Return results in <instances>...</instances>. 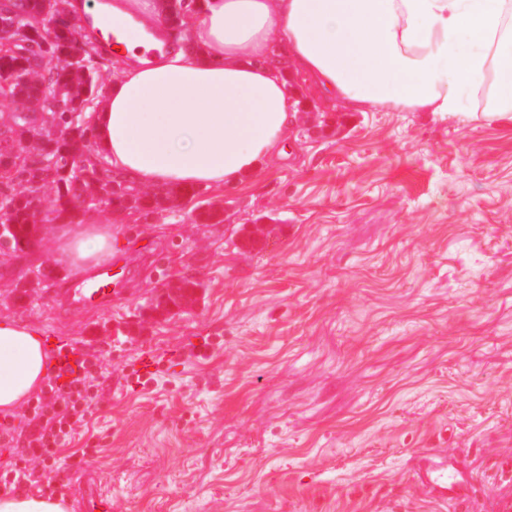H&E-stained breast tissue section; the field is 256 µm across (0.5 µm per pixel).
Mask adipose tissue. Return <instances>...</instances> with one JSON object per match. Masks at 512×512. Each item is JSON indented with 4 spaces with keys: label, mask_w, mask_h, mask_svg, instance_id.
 Segmentation results:
<instances>
[{
    "label": "adipose tissue",
    "mask_w": 512,
    "mask_h": 512,
    "mask_svg": "<svg viewBox=\"0 0 512 512\" xmlns=\"http://www.w3.org/2000/svg\"><path fill=\"white\" fill-rule=\"evenodd\" d=\"M512 0H195L186 36L157 25L159 0H112L92 25L109 40L131 29L129 65L92 110L93 150L113 177L138 187L220 189L284 157L299 101L275 51L327 102L358 110L422 109L461 116L495 70V104L512 118ZM117 225L89 211L55 224L50 251L71 279L111 259ZM51 367L39 331L0 318V416L21 411ZM0 512H73L61 496H0Z\"/></svg>",
    "instance_id": "1"
}]
</instances>
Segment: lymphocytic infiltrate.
<instances>
[{
  "instance_id": "obj_1",
  "label": "lymphocytic infiltrate",
  "mask_w": 512,
  "mask_h": 512,
  "mask_svg": "<svg viewBox=\"0 0 512 512\" xmlns=\"http://www.w3.org/2000/svg\"><path fill=\"white\" fill-rule=\"evenodd\" d=\"M99 366L86 358L57 370L37 395L32 414L25 420L29 433L21 450H13L0 468V488L12 493L21 487L53 483L67 462L59 449L77 429L85 427L99 397Z\"/></svg>"
}]
</instances>
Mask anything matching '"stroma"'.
<instances>
[{
    "mask_svg": "<svg viewBox=\"0 0 512 512\" xmlns=\"http://www.w3.org/2000/svg\"><path fill=\"white\" fill-rule=\"evenodd\" d=\"M487 107H330L253 182L129 216L96 312L56 304L44 224L0 265V317L103 367L66 497L89 470L112 512H446L421 468L461 464L470 512H512V121ZM30 267L45 289L16 292ZM186 280L195 306L156 313Z\"/></svg>",
    "mask_w": 512,
    "mask_h": 512,
    "instance_id": "obj_1",
    "label": "stroma"
}]
</instances>
